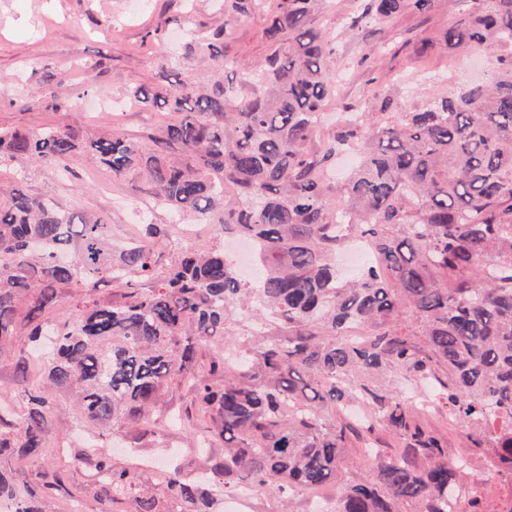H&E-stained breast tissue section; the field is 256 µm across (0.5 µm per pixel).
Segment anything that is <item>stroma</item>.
Segmentation results:
<instances>
[{
	"instance_id": "35a3bbf8",
	"label": "stroma",
	"mask_w": 512,
	"mask_h": 512,
	"mask_svg": "<svg viewBox=\"0 0 512 512\" xmlns=\"http://www.w3.org/2000/svg\"><path fill=\"white\" fill-rule=\"evenodd\" d=\"M360 3L320 0L318 4L319 23L336 38L331 59L336 91L322 119L323 134L334 133L341 106L373 112L381 97L391 99L395 113L412 112L433 94H456L491 80L499 71L497 50L473 46L451 51L441 45L440 34L451 19L446 0H439L428 15L406 10L362 30L347 31L346 17ZM223 23L220 0H0V128L39 131L67 125L82 132L103 128L145 140L164 117L160 111L140 107L129 97V89L153 85L162 61L182 57L185 42L203 38ZM264 28L258 14L235 22L224 52L237 68L225 73V81H239L243 71L264 60L270 51ZM365 54L371 66L358 65ZM50 89L64 98L60 108H53L46 98ZM98 98L112 100L114 109L93 111ZM19 175L30 194L51 195L63 210L106 220L116 244L126 242L133 225L140 223L143 208H151L154 223L170 221L169 211L152 202L144 183L113 178L81 154L70 159L65 171L21 156L0 159V184ZM23 387L14 360H0V420L11 422L23 413ZM194 406L188 387L174 389L153 409L149 433L135 448L122 429L100 437L61 396L47 417L50 454L36 465L4 454L0 470L33 488L39 485V470L59 471L65 488L54 493L51 512H138L135 495L115 503L104 494L93 454L94 448L104 445L114 468L137 467L140 489L155 497L157 512H167L169 504L160 487L163 472L176 467L199 477L224 459L219 440L197 447L196 420L168 424L169 413ZM419 419L441 437L449 458H465L459 501L468 504L481 471L496 454L493 437L470 435L451 421L446 402L433 396L420 407ZM343 456L338 484L296 489L286 502L271 489H250L243 512H319L320 505L338 499L345 484L372 476L355 438H348Z\"/></svg>"
}]
</instances>
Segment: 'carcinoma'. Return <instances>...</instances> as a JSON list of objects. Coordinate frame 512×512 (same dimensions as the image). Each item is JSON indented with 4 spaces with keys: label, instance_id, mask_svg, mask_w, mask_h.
Masks as SVG:
<instances>
[{
    "label": "carcinoma",
    "instance_id": "carcinoma-1",
    "mask_svg": "<svg viewBox=\"0 0 512 512\" xmlns=\"http://www.w3.org/2000/svg\"><path fill=\"white\" fill-rule=\"evenodd\" d=\"M222 0L224 26L185 47L183 60L209 54L216 79L202 87L163 62L153 86L129 92L170 119L141 144L112 133L68 127L0 129V157L64 166L82 153L119 178L135 176L153 200L183 222L212 226L218 243L165 260L157 242L173 224L137 225L134 242L110 243L109 225L74 222L23 180L0 197V358L14 353L21 325L28 340L55 338L43 384L23 391L25 411L0 431V454L44 456V424L57 393H69L81 419L110 431L121 423L144 438L152 407L188 384L209 431L224 440V461L204 488L178 470L164 494L183 512H209L213 496L239 487L297 486L337 479L347 428L333 414L350 401L402 439L404 457L375 455L372 478L344 488L338 512H448L463 461L451 462L438 437L413 418L415 407L376 383L391 371L429 385L448 372L439 396L454 419L491 434L493 464L512 473V0H463L441 34L455 50L500 52L487 85L437 95L394 119L344 120L317 145L319 118L335 89L334 37L317 24L316 0ZM437 0H366L348 17L360 30ZM261 12L274 49L240 86L224 83L235 66L224 54L232 21ZM359 163L330 210L325 198L336 154ZM351 234L369 238L378 262L355 279L340 277L334 256ZM251 241L259 279H241L224 256V236ZM118 289L106 302L99 284ZM66 288H81L73 317L45 319ZM253 303L276 334L261 347L240 336L235 371L202 343L224 344L236 309ZM410 314L415 331H403ZM420 336L417 342L413 337ZM105 492L117 500L138 486L136 469L96 458ZM14 512H40L0 472V495Z\"/></svg>",
    "mask_w": 512,
    "mask_h": 512
}]
</instances>
